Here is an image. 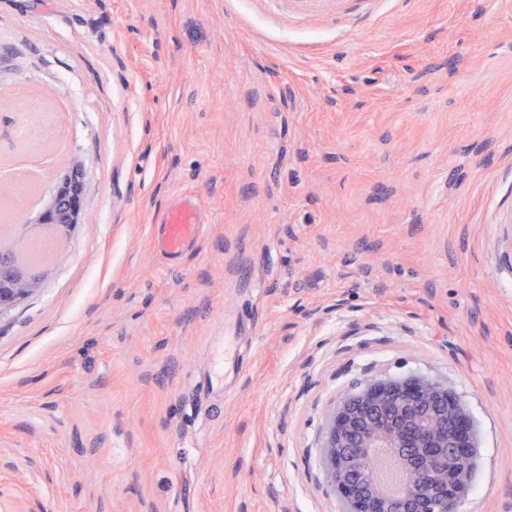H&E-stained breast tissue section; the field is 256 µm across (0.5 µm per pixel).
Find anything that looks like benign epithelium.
Here are the masks:
<instances>
[{
    "mask_svg": "<svg viewBox=\"0 0 512 512\" xmlns=\"http://www.w3.org/2000/svg\"><path fill=\"white\" fill-rule=\"evenodd\" d=\"M84 171L72 163L39 218L71 233L81 221ZM17 265L9 240H0V315L41 285L12 278ZM390 448L415 476L389 498L379 489L370 449ZM476 458L475 431L460 401L428 377L376 379L346 396L329 419L322 462L345 512H457L469 493Z\"/></svg>",
    "mask_w": 512,
    "mask_h": 512,
    "instance_id": "benign-epithelium-1",
    "label": "benign epithelium"
}]
</instances>
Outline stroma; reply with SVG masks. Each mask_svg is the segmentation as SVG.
Returning <instances> with one entry per match:
<instances>
[{"label":"stroma","instance_id":"stroma-1","mask_svg":"<svg viewBox=\"0 0 512 512\" xmlns=\"http://www.w3.org/2000/svg\"><path fill=\"white\" fill-rule=\"evenodd\" d=\"M76 161L82 222L0 316V512H343L325 426L411 375L473 422L460 512H512V0H0L20 223ZM201 216L192 203L170 210L162 224L158 243L172 257H179L195 243L199 235ZM212 354L213 359L222 367L225 387L227 380L239 374L238 363L231 357L230 341H215L212 345Z\"/></svg>","mask_w":512,"mask_h":512}]
</instances>
